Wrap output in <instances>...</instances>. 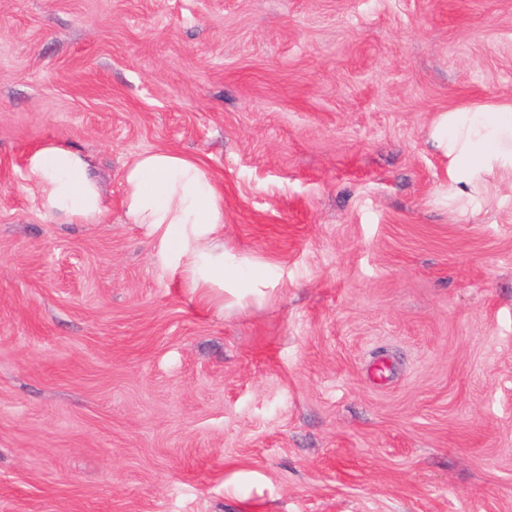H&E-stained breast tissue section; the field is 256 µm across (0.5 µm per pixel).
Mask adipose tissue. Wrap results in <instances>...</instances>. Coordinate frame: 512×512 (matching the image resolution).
Listing matches in <instances>:
<instances>
[{"label":"adipose tissue","instance_id":"adipose-tissue-1","mask_svg":"<svg viewBox=\"0 0 512 512\" xmlns=\"http://www.w3.org/2000/svg\"><path fill=\"white\" fill-rule=\"evenodd\" d=\"M427 136L449 161L448 195L455 201L472 202L486 172L512 170V103L440 113ZM26 180L47 216L93 224L109 210L88 156L71 146L48 143L35 150ZM122 184L127 223L144 228L185 287L223 303L235 279L225 270L224 191L211 173L188 156L160 149L125 164Z\"/></svg>","mask_w":512,"mask_h":512}]
</instances>
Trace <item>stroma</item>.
Here are the masks:
<instances>
[{"label": "stroma", "instance_id": "stroma-1", "mask_svg": "<svg viewBox=\"0 0 512 512\" xmlns=\"http://www.w3.org/2000/svg\"><path fill=\"white\" fill-rule=\"evenodd\" d=\"M498 102L512 0H0V512H512V175L458 209L427 137ZM48 142L100 223L39 211ZM157 149L231 306L125 221ZM26 180L36 190L46 216L71 224H93L109 211L90 159L71 146L47 143L35 150L28 157ZM122 184L126 223L144 228L185 288L224 308V290L234 289L236 280L225 270L224 190L211 173L188 156L160 149L125 164Z\"/></svg>", "mask_w": 512, "mask_h": 512}]
</instances>
